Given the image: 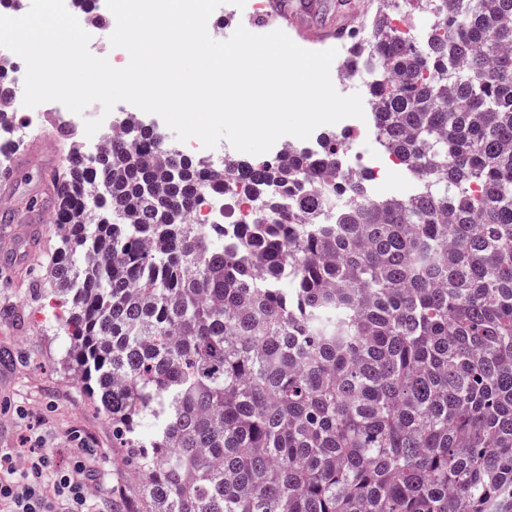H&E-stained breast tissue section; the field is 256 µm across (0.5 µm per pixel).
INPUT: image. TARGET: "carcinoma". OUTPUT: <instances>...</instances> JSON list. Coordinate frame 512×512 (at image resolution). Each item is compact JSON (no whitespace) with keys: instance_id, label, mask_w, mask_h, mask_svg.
<instances>
[{"instance_id":"obj_1","label":"carcinoma","mask_w":512,"mask_h":512,"mask_svg":"<svg viewBox=\"0 0 512 512\" xmlns=\"http://www.w3.org/2000/svg\"><path fill=\"white\" fill-rule=\"evenodd\" d=\"M365 59L375 198L341 147L209 171L141 124L55 187L63 365L112 417L121 512H512V0H393ZM260 195L226 233L202 185ZM386 176L390 178L387 183L379 184L378 181L371 180L369 182L370 192L373 197L384 198L387 195L393 194L391 192L392 186L396 183L405 182L409 186L410 194L417 191L419 183L414 176L404 167H395L386 173Z\"/></svg>"}]
</instances>
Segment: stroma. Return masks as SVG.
<instances>
[{
	"label": "stroma",
	"mask_w": 512,
	"mask_h": 512,
	"mask_svg": "<svg viewBox=\"0 0 512 512\" xmlns=\"http://www.w3.org/2000/svg\"><path fill=\"white\" fill-rule=\"evenodd\" d=\"M52 143V151L25 161L11 155L15 202L12 210H0V226L21 222L32 229L27 239L0 245V353L10 356L0 363V450L26 457L37 435L63 468L77 434L88 447L111 453L112 419L64 369L69 341L55 323L53 299L42 291L47 270L40 258L57 240L48 221L56 200L45 177L63 169L71 140L57 136Z\"/></svg>",
	"instance_id": "obj_1"
}]
</instances>
